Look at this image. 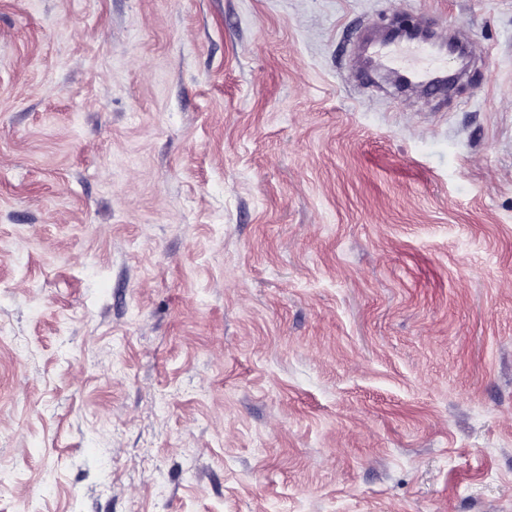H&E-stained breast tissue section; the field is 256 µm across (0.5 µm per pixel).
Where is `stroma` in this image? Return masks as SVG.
Here are the masks:
<instances>
[{"instance_id":"35a3bbf8","label":"stroma","mask_w":512,"mask_h":512,"mask_svg":"<svg viewBox=\"0 0 512 512\" xmlns=\"http://www.w3.org/2000/svg\"><path fill=\"white\" fill-rule=\"evenodd\" d=\"M0 322V512H512V0H0ZM396 41V37L376 41L370 46L369 61L353 52L352 66L360 71L375 65L394 75L399 84L409 89H450L460 75L451 73L448 57L455 55L457 43L448 37V48L444 52L432 41Z\"/></svg>"}]
</instances>
